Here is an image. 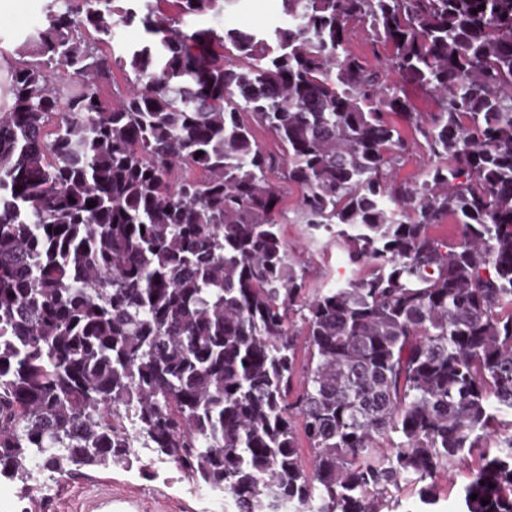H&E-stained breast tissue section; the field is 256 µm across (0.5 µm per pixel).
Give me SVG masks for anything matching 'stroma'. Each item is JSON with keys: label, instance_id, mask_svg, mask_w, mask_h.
<instances>
[{"label": "stroma", "instance_id": "stroma-1", "mask_svg": "<svg viewBox=\"0 0 512 512\" xmlns=\"http://www.w3.org/2000/svg\"><path fill=\"white\" fill-rule=\"evenodd\" d=\"M48 0H16L14 6L0 8V50L15 56L22 47L35 19L43 17ZM281 10L280 0H235L227 6L222 26L256 32L269 29ZM284 244L301 252L307 266L310 287L326 288L351 276L343 251L324 241H310L302 225L281 227ZM140 459L131 468L115 467L91 471L57 482H43L42 512H73L75 503L89 488L101 482L112 486L114 512H216L222 492L197 486L185 479L176 466L151 449L139 451Z\"/></svg>", "mask_w": 512, "mask_h": 512}]
</instances>
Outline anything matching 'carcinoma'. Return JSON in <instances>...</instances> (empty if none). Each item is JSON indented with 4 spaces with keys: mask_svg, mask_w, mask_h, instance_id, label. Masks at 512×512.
I'll list each match as a JSON object with an SVG mask.
<instances>
[{
    "mask_svg": "<svg viewBox=\"0 0 512 512\" xmlns=\"http://www.w3.org/2000/svg\"><path fill=\"white\" fill-rule=\"evenodd\" d=\"M115 2L49 0L0 107V476L23 512L34 461L66 478L137 443L236 512H398L405 486L432 512L476 453L461 512H512V0H281L265 32L183 29L235 0ZM120 25L148 38L116 48ZM256 126L302 189L291 222L352 277L307 288ZM413 144L434 164L407 185ZM407 103L414 112L427 113L435 110V97L419 86L407 84L403 88Z\"/></svg>",
    "mask_w": 512,
    "mask_h": 512,
    "instance_id": "carcinoma-1",
    "label": "carcinoma"
}]
</instances>
